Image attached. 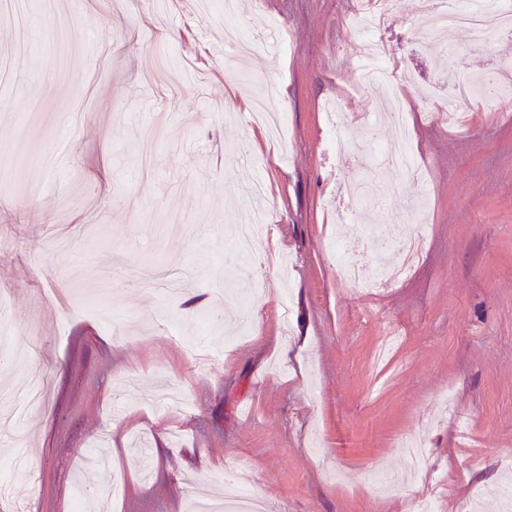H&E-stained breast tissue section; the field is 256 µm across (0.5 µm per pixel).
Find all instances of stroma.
<instances>
[{
    "label": "stroma",
    "instance_id": "obj_1",
    "mask_svg": "<svg viewBox=\"0 0 512 512\" xmlns=\"http://www.w3.org/2000/svg\"><path fill=\"white\" fill-rule=\"evenodd\" d=\"M350 0H26L67 38L30 45L38 89L0 81V512H186L248 479L264 512H505L512 477V101L475 100L468 127L429 114L449 76L512 64V34L414 40L415 0L379 39L401 88L424 180L361 200L377 149L336 156L328 113H371L351 91L362 34ZM282 35L224 59L226 18ZM159 46L176 89L150 82ZM366 256L420 235L408 276L361 293L329 253L337 226ZM254 291L257 319L197 327ZM131 320H105L106 312ZM398 331L375 362L386 328ZM195 344L216 358L200 366ZM426 457L409 479L399 439Z\"/></svg>",
    "mask_w": 512,
    "mask_h": 512
}]
</instances>
